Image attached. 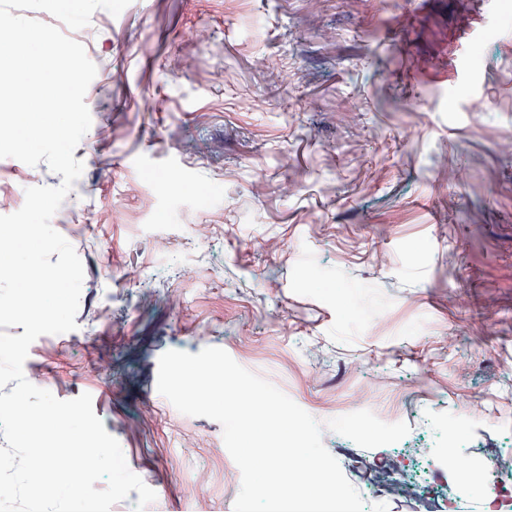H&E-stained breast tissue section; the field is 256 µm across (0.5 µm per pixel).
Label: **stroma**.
<instances>
[{
	"mask_svg": "<svg viewBox=\"0 0 512 512\" xmlns=\"http://www.w3.org/2000/svg\"><path fill=\"white\" fill-rule=\"evenodd\" d=\"M70 36L97 73L52 225L84 280L24 374L92 396L161 512L241 486L221 425L158 392L169 350L222 348L322 422L402 417L401 451L323 432L366 512L455 495L406 473L456 414L457 455L512 473V0H131ZM34 179L62 181L0 159V215Z\"/></svg>",
	"mask_w": 512,
	"mask_h": 512,
	"instance_id": "35a3bbf8",
	"label": "stroma"
}]
</instances>
